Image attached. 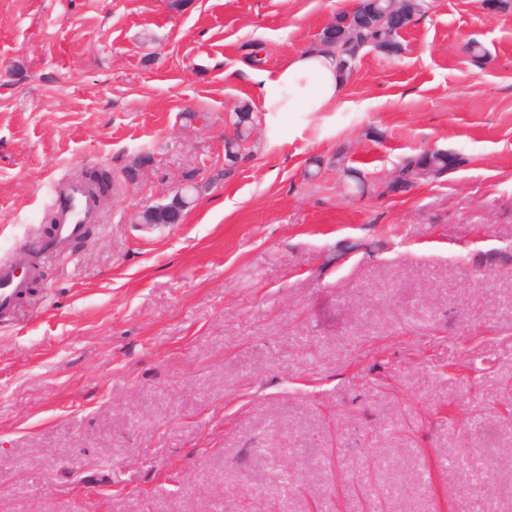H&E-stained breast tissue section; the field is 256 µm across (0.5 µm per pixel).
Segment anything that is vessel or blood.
<instances>
[{"label": "vessel or blood", "mask_w": 512, "mask_h": 512, "mask_svg": "<svg viewBox=\"0 0 512 512\" xmlns=\"http://www.w3.org/2000/svg\"><path fill=\"white\" fill-rule=\"evenodd\" d=\"M94 185L83 181L58 183L50 206L55 213L56 226L52 234L39 241L36 251L8 262H0V310L12 306L24 285V271L35 259L37 251L63 253L79 238L86 225L101 221L96 206Z\"/></svg>", "instance_id": "vessel-or-blood-1"}]
</instances>
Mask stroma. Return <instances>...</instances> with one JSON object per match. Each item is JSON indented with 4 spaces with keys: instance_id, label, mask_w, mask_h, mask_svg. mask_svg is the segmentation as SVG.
Returning <instances> with one entry per match:
<instances>
[{
    "instance_id": "1",
    "label": "stroma",
    "mask_w": 512,
    "mask_h": 512,
    "mask_svg": "<svg viewBox=\"0 0 512 512\" xmlns=\"http://www.w3.org/2000/svg\"><path fill=\"white\" fill-rule=\"evenodd\" d=\"M170 3L0 0V260L55 179L117 182L0 314V512H512V274L474 263L512 246V10L425 0L228 174L249 51L352 0ZM428 149L459 163L390 191ZM186 204V202L178 199L176 193L169 203L152 206L144 211L142 215V223L166 224L170 219L173 210L178 211L181 217L182 211L185 209Z\"/></svg>"
}]
</instances>
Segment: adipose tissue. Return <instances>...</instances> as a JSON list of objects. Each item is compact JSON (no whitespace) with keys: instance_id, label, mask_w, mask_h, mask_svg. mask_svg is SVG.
Here are the masks:
<instances>
[{"instance_id":"adipose-tissue-1","label":"adipose tissue","mask_w":512,"mask_h":512,"mask_svg":"<svg viewBox=\"0 0 512 512\" xmlns=\"http://www.w3.org/2000/svg\"><path fill=\"white\" fill-rule=\"evenodd\" d=\"M252 79L266 123L286 114L331 111L345 85L336 58L326 46L292 54L276 71H253Z\"/></svg>"}]
</instances>
